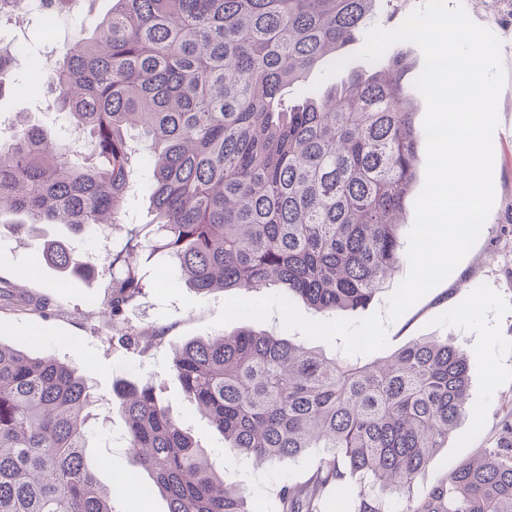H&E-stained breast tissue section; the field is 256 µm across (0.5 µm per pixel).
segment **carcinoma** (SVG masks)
Wrapping results in <instances>:
<instances>
[{
    "mask_svg": "<svg viewBox=\"0 0 512 512\" xmlns=\"http://www.w3.org/2000/svg\"><path fill=\"white\" fill-rule=\"evenodd\" d=\"M58 51L51 87L64 125L17 120L0 140V218L34 232L64 224L108 235L140 186L150 254L200 293L281 287L336 315L368 305L403 259L401 224L420 180L408 53L322 89L306 84L360 36L377 0H111ZM296 92L293 101L289 91ZM81 135V149L68 134ZM112 253L107 311L122 344L156 340L126 322L144 288L138 232ZM60 272L92 269L67 240L44 242ZM173 372L223 440L259 463L318 456L283 484L279 512H321L329 490L363 482L352 512H388L466 410V353L418 340L382 364L328 358L243 328L175 349ZM99 397L51 355L0 342V512H113L87 462ZM140 500L168 512H250L241 488L204 463L155 386L120 380ZM403 512H512V408L493 443L411 499Z\"/></svg>",
    "mask_w": 512,
    "mask_h": 512,
    "instance_id": "1",
    "label": "carcinoma"
}]
</instances>
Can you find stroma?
<instances>
[{"mask_svg": "<svg viewBox=\"0 0 512 512\" xmlns=\"http://www.w3.org/2000/svg\"><path fill=\"white\" fill-rule=\"evenodd\" d=\"M447 3L463 5L475 22L490 29L501 42L507 81L499 98V125L493 138L495 202L478 240L453 273L387 326L388 344L381 349V356L422 338H446L466 351L471 377L470 413L458 420L443 448L437 449L413 486L391 495L390 512H402L409 498L417 497L423 488L488 445L499 420L512 408V0ZM109 7V0H96L93 9L82 8L63 16L50 38L34 18H26L17 26L15 32L27 43L28 53L15 59L6 75L8 88L0 94V115L22 112L31 122L54 128L59 115L49 106L47 86L37 83L32 62L57 54L79 26L94 27ZM362 47V42L356 41L344 48L345 68L323 61L309 73V84L323 88L346 79L349 71L371 68V61L358 56ZM152 220L147 198L138 191L127 198L121 225L109 237L76 239L85 259L98 267L97 274L89 278L61 274L38 260L45 237L66 234V226L45 225L40 235L15 234L0 227V282L22 281L23 295L39 305L35 311L0 316V342L34 355L53 354L74 364L104 395L87 450L88 461L95 466L102 484H110L115 475L136 468L125 420L106 400L112 383L119 378L150 380L162 386L171 413L207 450L211 467L223 474L226 482L243 488L256 512H276L277 490L286 482H304L309 461L295 458L275 466L255 465L224 444L172 372L176 347L221 332L230 334L247 325L238 320L219 329L212 327L224 294L195 292L179 283L175 264L159 260L152 266L159 287L147 289L126 314L130 326L146 334H159V341L144 351L125 348L113 340L111 327L102 321L112 280L105 257L123 247L125 225H145ZM247 326L286 336L297 344L309 343L329 357L340 351L339 346L309 342L299 332L285 331L276 315Z\"/></svg>", "mask_w": 512, "mask_h": 512, "instance_id": "obj_1", "label": "stroma"}]
</instances>
